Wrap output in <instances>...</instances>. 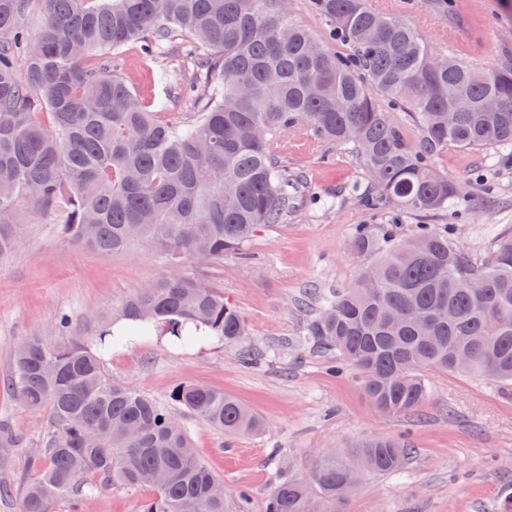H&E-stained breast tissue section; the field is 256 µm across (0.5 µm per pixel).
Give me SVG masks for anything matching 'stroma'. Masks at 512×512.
<instances>
[{"instance_id":"1","label":"stroma","mask_w":512,"mask_h":512,"mask_svg":"<svg viewBox=\"0 0 512 512\" xmlns=\"http://www.w3.org/2000/svg\"><path fill=\"white\" fill-rule=\"evenodd\" d=\"M484 49L474 63H498L499 48L512 41V13L483 17ZM153 61L138 44L124 51L123 73L143 96L162 100L169 87L153 80ZM315 191L336 199L291 214L278 225L259 228L245 256L225 255L217 266L184 261L181 273L222 292L243 315L248 334L242 345L214 340L180 348L156 336L113 350L104 370L120 381L169 404L171 392L196 382L235 396L259 413L265 431L225 436L186 410L175 409L202 462L223 481L230 508L239 490L250 495V512H264L267 496L288 474H305L319 452L346 451L356 440L381 436L414 450L404 469L367 476L347 501L346 512H501L512 493V386L444 372L427 376L430 399L414 417L382 416L362 392V375L352 367L334 373L330 360L311 348L305 327L311 306L330 291L348 286L358 265L349 250L356 225L386 223L387 207L363 206L353 192L366 170L351 149H329L307 135L290 140L284 152ZM502 149H452L438 171L461 184L466 195L455 212L435 216L476 265L485 264L500 238L512 235V164ZM15 249L0 257V380L11 372L15 348L39 332L52 334L60 315L70 334L95 344L112 315L132 295L164 276V260L149 249L104 253L59 236L50 217L33 216L16 226ZM254 355L241 360L242 349ZM0 417L27 441L8 451L10 466L0 479L16 481L29 451L40 448L49 425L0 390ZM82 512H136L151 496L148 487L96 486Z\"/></svg>"}]
</instances>
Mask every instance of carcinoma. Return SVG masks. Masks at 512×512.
<instances>
[{
  "instance_id": "carcinoma-1",
  "label": "carcinoma",
  "mask_w": 512,
  "mask_h": 512,
  "mask_svg": "<svg viewBox=\"0 0 512 512\" xmlns=\"http://www.w3.org/2000/svg\"><path fill=\"white\" fill-rule=\"evenodd\" d=\"M455 32L478 40L462 0H424ZM326 44L288 17L285 0H0V255L11 227L31 214L60 215L59 234L102 252L147 247L171 268L120 307L118 331L95 348L29 336L16 348L9 386L28 411L48 412L45 446L27 455L21 512H55L91 474L104 486H148L138 512H227L226 495L170 410L110 380L103 357L134 337L178 346L235 344L248 326L224 294L176 269L213 264L244 247L261 225L282 223L313 199L282 159L286 137L351 147L363 160L367 206L429 217L463 204L460 185L439 174L448 148L512 147V43L496 68L444 53L405 19L369 0H315ZM38 19L35 33L23 22ZM195 54L185 81L162 65L156 78L191 109L174 120L118 73L112 56L133 41L147 54ZM402 106L421 131L407 140L376 98ZM361 259L345 288L324 298L306 325L312 348L363 375L375 410L417 415L425 374H465L512 385V236L478 267L446 234L421 224L402 239L397 224H360ZM172 404L226 435L265 430L264 419L222 390L176 387ZM22 438L0 419V448ZM413 449L372 437L348 454H319L306 475L288 476L265 512H344L346 485L401 470Z\"/></svg>"
}]
</instances>
